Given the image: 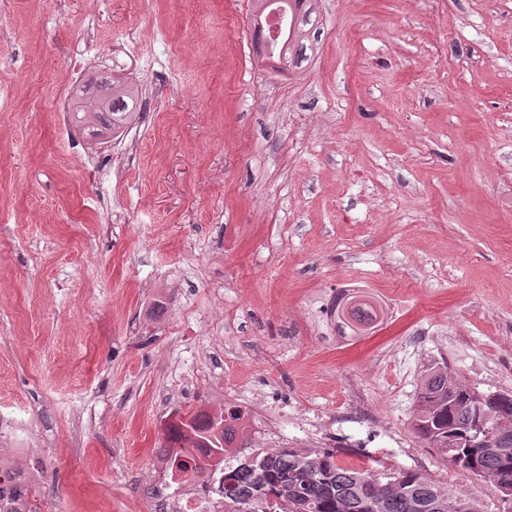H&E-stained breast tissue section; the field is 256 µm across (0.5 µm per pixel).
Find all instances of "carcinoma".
Returning a JSON list of instances; mask_svg holds the SVG:
<instances>
[{
	"label": "carcinoma",
	"instance_id": "cac0c4a2",
	"mask_svg": "<svg viewBox=\"0 0 512 512\" xmlns=\"http://www.w3.org/2000/svg\"><path fill=\"white\" fill-rule=\"evenodd\" d=\"M315 0H255L253 26L263 57L298 67L318 39ZM133 91L101 77L71 113L76 126L94 138H114L128 124ZM378 306L358 296L336 306V325L356 336L375 325ZM240 414L214 415L205 409L177 412L164 429L160 448L167 468L181 457L179 475L224 474V512H480L448 488L413 471L401 470L382 482L369 469L340 464L333 450L256 448L245 457L228 453ZM416 435L457 467L482 478L505 497L512 512V392L484 393L433 367L421 375L415 413ZM0 478L13 495L0 496V512H41L32 496L33 477L0 454Z\"/></svg>",
	"mask_w": 512,
	"mask_h": 512
}]
</instances>
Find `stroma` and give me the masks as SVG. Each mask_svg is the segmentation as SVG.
Returning a JSON list of instances; mask_svg holds the SVG:
<instances>
[{"label": "stroma", "instance_id": "1", "mask_svg": "<svg viewBox=\"0 0 512 512\" xmlns=\"http://www.w3.org/2000/svg\"><path fill=\"white\" fill-rule=\"evenodd\" d=\"M252 4L0 9V442L37 447L41 512H156L161 420L259 396L276 447L504 512L412 414L437 364L512 391V0H317L299 68ZM88 53L138 94L95 149ZM348 281L383 307L350 342Z\"/></svg>", "mask_w": 512, "mask_h": 512}]
</instances>
